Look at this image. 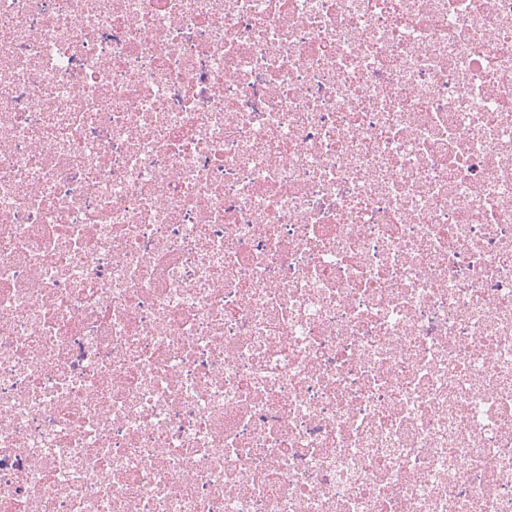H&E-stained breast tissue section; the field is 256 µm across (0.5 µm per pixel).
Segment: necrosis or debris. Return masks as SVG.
Instances as JSON below:
<instances>
[{
  "label": "necrosis or debris",
  "instance_id": "1",
  "mask_svg": "<svg viewBox=\"0 0 512 512\" xmlns=\"http://www.w3.org/2000/svg\"><path fill=\"white\" fill-rule=\"evenodd\" d=\"M0 512H512V0H0Z\"/></svg>",
  "mask_w": 512,
  "mask_h": 512
}]
</instances>
